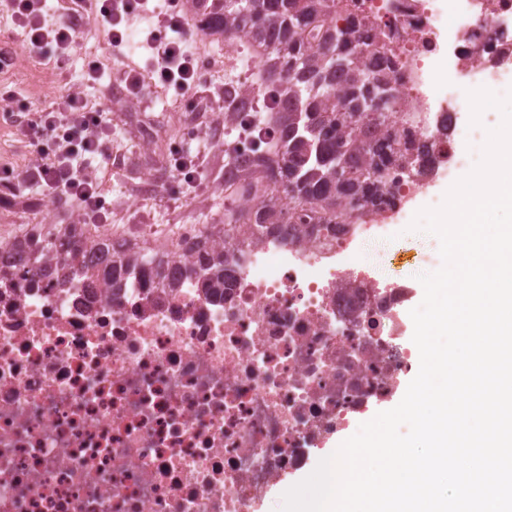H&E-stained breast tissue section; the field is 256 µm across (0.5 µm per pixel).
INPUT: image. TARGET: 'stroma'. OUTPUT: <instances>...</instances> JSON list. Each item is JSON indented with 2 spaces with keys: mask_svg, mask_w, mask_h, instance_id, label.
Here are the masks:
<instances>
[{
  "mask_svg": "<svg viewBox=\"0 0 512 512\" xmlns=\"http://www.w3.org/2000/svg\"><path fill=\"white\" fill-rule=\"evenodd\" d=\"M111 56L113 71L125 65H142L141 55H109L107 37L97 26H89L79 37L65 72H56L51 63L17 53L11 69L0 71V84L13 86L20 104L34 105L72 87L84 92L89 104L98 101L97 85L85 79L86 63L92 56ZM112 137L121 144V155L106 174L103 187L112 203V234L127 235L131 225L155 226L158 234L170 236L186 224H207L223 214L230 194L222 174L227 158L224 144L237 135L236 129L218 133L206 127L197 135L188 102L166 96L151 84H144L137 93L122 91L119 102L113 103ZM180 147L198 152L203 160V177L197 187L190 188L170 176L164 165L169 149ZM154 157V166H147L146 157ZM45 198L34 189L24 192L20 201L1 200L9 220L14 224L52 225L54 213L43 209ZM368 256L381 264L384 274L413 275L439 269V241L434 235L400 228L392 239L366 245Z\"/></svg>",
  "mask_w": 512,
  "mask_h": 512,
  "instance_id": "1",
  "label": "stroma"
}]
</instances>
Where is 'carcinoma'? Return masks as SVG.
<instances>
[{
    "instance_id": "obj_1",
    "label": "carcinoma",
    "mask_w": 512,
    "mask_h": 512,
    "mask_svg": "<svg viewBox=\"0 0 512 512\" xmlns=\"http://www.w3.org/2000/svg\"><path fill=\"white\" fill-rule=\"evenodd\" d=\"M184 8L205 35L247 42L264 57L258 74L262 84L281 87V109L266 125L275 137L261 141L250 155H232L231 178L238 209L212 222L213 234L230 239L246 228L256 237L270 224H307L320 212L334 224L341 210L372 212L379 198L396 188L383 176L388 167L420 172L430 156L426 144L408 145L392 133L390 114L370 111V103L391 95L388 84L369 71L353 43L364 23L354 19L336 24L337 0H183ZM368 119L369 129L358 127ZM290 209H277L280 197ZM85 225L72 218L44 231L42 224L26 226L27 257L32 278L61 276L79 267L121 288L148 271L174 288L183 276L197 277L204 288L229 284L224 251L211 237L192 243V264L181 255L153 251L107 237L99 242L100 256L76 252Z\"/></svg>"
}]
</instances>
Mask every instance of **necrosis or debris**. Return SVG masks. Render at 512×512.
Listing matches in <instances>:
<instances>
[{"label": "necrosis or debris", "instance_id": "1", "mask_svg": "<svg viewBox=\"0 0 512 512\" xmlns=\"http://www.w3.org/2000/svg\"><path fill=\"white\" fill-rule=\"evenodd\" d=\"M345 2L368 22L359 52L389 62L393 132L433 143L424 173L390 168L398 192L361 219L216 240L220 295L0 266V512H253L413 370L416 284L376 276L362 247L429 177L475 165L458 118L512 65V0Z\"/></svg>", "mask_w": 512, "mask_h": 512}]
</instances>
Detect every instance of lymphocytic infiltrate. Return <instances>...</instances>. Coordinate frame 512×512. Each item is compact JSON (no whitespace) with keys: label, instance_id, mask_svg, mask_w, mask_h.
<instances>
[{"label":"lymphocytic infiltrate","instance_id":"obj_1","mask_svg":"<svg viewBox=\"0 0 512 512\" xmlns=\"http://www.w3.org/2000/svg\"><path fill=\"white\" fill-rule=\"evenodd\" d=\"M69 2L58 0L52 20L44 0H0V10L7 11L26 53L50 58L61 70L77 44ZM87 10L106 31L113 52L124 50L128 26L151 19L146 43L152 75L174 96L196 98L203 72L198 57L185 47L192 23L182 0H88ZM16 99L13 87H0V120L10 123L35 155L23 172L13 175L14 188H35L53 201L73 205L84 223H111L112 206L102 191L104 167L112 162L107 104L89 105L82 92L70 88L19 111L13 108Z\"/></svg>","mask_w":512,"mask_h":512}]
</instances>
